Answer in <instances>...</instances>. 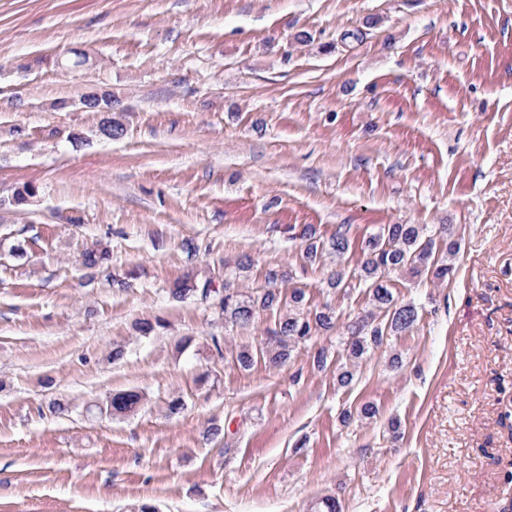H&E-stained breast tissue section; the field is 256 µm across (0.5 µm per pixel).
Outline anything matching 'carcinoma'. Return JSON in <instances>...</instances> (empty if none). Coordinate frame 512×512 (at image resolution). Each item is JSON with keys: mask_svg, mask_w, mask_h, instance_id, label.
Masks as SVG:
<instances>
[{"mask_svg": "<svg viewBox=\"0 0 512 512\" xmlns=\"http://www.w3.org/2000/svg\"><path fill=\"white\" fill-rule=\"evenodd\" d=\"M302 237L306 240L303 258L313 264L324 254L342 257L350 246L348 229L336 228V233L326 242L318 239L316 229L307 225ZM360 279L367 286L368 296L374 310L348 325L350 338L345 351L352 362H357L368 351L379 347L388 335L401 336L411 332L419 318L418 307L411 301H402L394 296L386 277L397 271L407 270L414 275L428 274L436 280H444L453 271L452 264L437 259L434 241L424 238V228L419 224H386L379 233L366 243ZM112 260L107 248L86 249L81 254V264L87 269L101 268ZM210 284H198L189 277L178 279L170 288V294L183 299L189 294L205 296ZM211 295L217 299V307L224 315V322L246 330L264 312L276 313L275 329L268 342L261 348L244 346L236 352L237 365L248 370L255 363L263 361L271 366L285 363L292 348L304 343L315 333H328L336 327V317L331 308L325 306L313 313H305L302 307L307 303L306 292L301 288L284 291L280 288H263L243 294L224 284V289ZM142 395L133 390L112 395L107 408L115 414L136 410L142 403ZM377 415L372 403H365L355 411L342 412V422L353 419L370 420Z\"/></svg>", "mask_w": 512, "mask_h": 512, "instance_id": "carcinoma-1", "label": "carcinoma"}]
</instances>
